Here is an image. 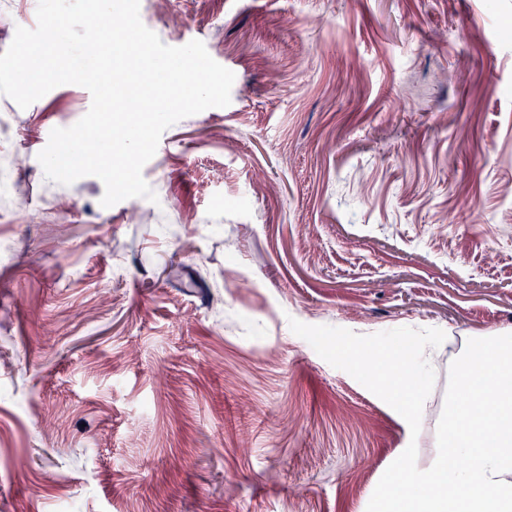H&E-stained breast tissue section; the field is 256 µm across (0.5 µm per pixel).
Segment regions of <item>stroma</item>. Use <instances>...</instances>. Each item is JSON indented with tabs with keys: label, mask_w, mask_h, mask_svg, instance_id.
I'll list each match as a JSON object with an SVG mask.
<instances>
[{
	"label": "stroma",
	"mask_w": 512,
	"mask_h": 512,
	"mask_svg": "<svg viewBox=\"0 0 512 512\" xmlns=\"http://www.w3.org/2000/svg\"><path fill=\"white\" fill-rule=\"evenodd\" d=\"M38 0L0 4V53ZM231 102L157 202L38 161L90 92L0 95V512H366L419 435L295 335L512 334V0H140Z\"/></svg>",
	"instance_id": "35a3bbf8"
}]
</instances>
